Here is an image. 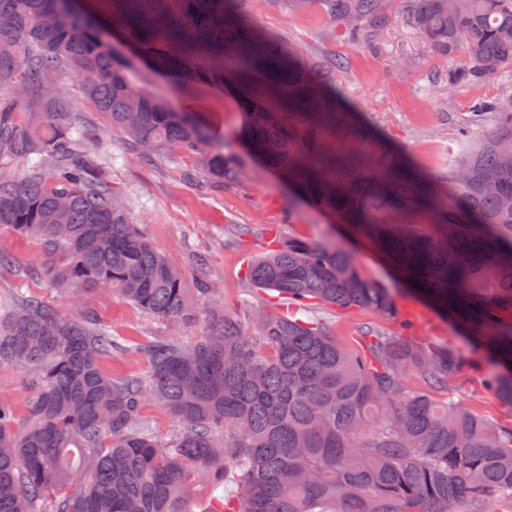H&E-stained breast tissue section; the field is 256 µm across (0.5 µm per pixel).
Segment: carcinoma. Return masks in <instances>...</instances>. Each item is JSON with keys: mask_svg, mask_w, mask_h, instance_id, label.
I'll use <instances>...</instances> for the list:
<instances>
[{"mask_svg": "<svg viewBox=\"0 0 512 512\" xmlns=\"http://www.w3.org/2000/svg\"><path fill=\"white\" fill-rule=\"evenodd\" d=\"M94 2L0 0V229L42 246V276L61 297L99 289L174 325L202 315L204 334L145 347L147 380L114 378L102 362L126 345L93 314L66 317L23 293L0 305V365L36 375L23 414L0 402V512H187L194 487L213 493L208 512H512V426L461 401L475 360L410 334L389 291L330 238L285 242L266 225L241 280L270 296L246 316L202 271L186 288L131 220L57 81L79 80L141 161L201 156L185 177L212 191L241 183L237 161L193 113L134 84L108 34L183 87L231 90L238 142L471 325L494 361L485 383L508 405L512 97L472 105L495 113L498 132L443 199L400 157L365 150L362 127L351 152L333 149L345 62L260 31L248 0ZM286 2L318 4L335 36L370 45L397 14L394 0ZM402 18L464 58L450 90L512 65V0H405ZM329 308L392 327L358 323L348 346L312 314ZM148 401L177 422L173 438L144 422Z\"/></svg>", "mask_w": 512, "mask_h": 512, "instance_id": "obj_1", "label": "carcinoma"}]
</instances>
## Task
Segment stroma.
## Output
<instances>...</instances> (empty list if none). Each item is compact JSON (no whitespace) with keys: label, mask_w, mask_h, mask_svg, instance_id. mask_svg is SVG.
<instances>
[{"label":"stroma","mask_w":512,"mask_h":512,"mask_svg":"<svg viewBox=\"0 0 512 512\" xmlns=\"http://www.w3.org/2000/svg\"><path fill=\"white\" fill-rule=\"evenodd\" d=\"M249 10L258 27L303 48L309 57L345 58L348 68L336 76L337 99L343 109L354 113L358 123L370 129L369 149L396 150L442 194L447 193L459 161L498 127L495 114L473 115L471 104L512 95L510 66L499 67L491 80L446 91L444 78L449 69L462 65V57L439 54L401 22L395 23L371 50L330 34L314 6L293 13L284 0H249ZM401 57L410 61V72L396 67L395 61ZM143 79L152 91L177 108L205 98L207 110L200 118L224 136L225 153L239 159L243 176L240 185L215 193L188 184L182 171L196 166L192 156L176 164L160 160L144 164L128 150L124 135L113 130L107 116L85 97L78 81L66 80L60 89L84 112L92 129L106 138L108 153L114 159L112 185L127 201L134 223L185 276H192L195 261H204L207 274L219 285L222 296L246 298L253 308L261 298L245 293L241 273L245 256L260 249L257 228L277 225L285 240L333 238L356 257L364 277L388 289L400 313L411 322L416 338L471 353L469 335L441 317L430 301L411 294L367 239L353 235L334 217L306 201L290 200L285 183L235 140L240 115L231 111L223 95L207 87L177 90L169 79L149 73ZM0 250L35 273L34 278L21 283L13 271L0 268L1 302L19 291L34 293L53 302L66 316L82 309L92 311L113 335L126 339L128 352L117 351L104 360L107 374L148 376L150 360L143 345L170 337L188 343L203 332L202 322L186 326L164 323L109 294L87 291L80 306H73L58 298L40 277L43 252L35 241L0 230ZM484 375V368L470 370L463 392L467 407L480 416L512 425V406L501 404L485 387Z\"/></svg>","instance_id":"1"}]
</instances>
